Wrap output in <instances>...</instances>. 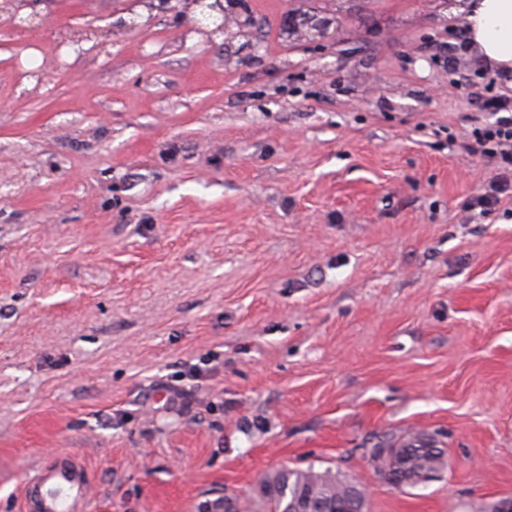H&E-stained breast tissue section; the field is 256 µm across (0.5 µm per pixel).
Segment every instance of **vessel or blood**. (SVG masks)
I'll use <instances>...</instances> for the list:
<instances>
[{"label":"vessel or blood","instance_id":"1","mask_svg":"<svg viewBox=\"0 0 512 512\" xmlns=\"http://www.w3.org/2000/svg\"><path fill=\"white\" fill-rule=\"evenodd\" d=\"M39 493L38 512H85L91 484L81 462L48 458L31 480Z\"/></svg>","mask_w":512,"mask_h":512}]
</instances>
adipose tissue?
<instances>
[{
  "instance_id": "obj_1",
  "label": "adipose tissue",
  "mask_w": 512,
  "mask_h": 512,
  "mask_svg": "<svg viewBox=\"0 0 512 512\" xmlns=\"http://www.w3.org/2000/svg\"><path fill=\"white\" fill-rule=\"evenodd\" d=\"M461 11L479 63L512 72V0H465Z\"/></svg>"
}]
</instances>
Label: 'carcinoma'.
Wrapping results in <instances>:
<instances>
[{
	"mask_svg": "<svg viewBox=\"0 0 512 512\" xmlns=\"http://www.w3.org/2000/svg\"><path fill=\"white\" fill-rule=\"evenodd\" d=\"M237 7L244 15L243 25L253 24V16L247 0H224V11L214 13L210 3L201 0L198 24L214 27L219 31L233 20L231 7ZM370 463L376 474L386 479L390 475L407 474L408 487H418L432 481L446 466L445 449L434 445L425 436H415L386 448L377 446L368 451ZM307 497L313 501L334 506L333 512H367L369 495L366 488L340 473L314 466L305 469L280 467L266 473L259 487L261 512H293L294 503ZM198 512H241L239 494L224 490V495L202 502Z\"/></svg>",
	"mask_w": 512,
	"mask_h": 512,
	"instance_id": "obj_1",
	"label": "carcinoma"
}]
</instances>
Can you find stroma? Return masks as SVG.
Returning a JSON list of instances; mask_svg holds the SVG:
<instances>
[{
	"label": "stroma",
	"mask_w": 512,
	"mask_h": 512,
	"mask_svg": "<svg viewBox=\"0 0 512 512\" xmlns=\"http://www.w3.org/2000/svg\"><path fill=\"white\" fill-rule=\"evenodd\" d=\"M249 4L223 37L186 0H0V512L55 455L87 512L253 500L280 466L370 512L512 497V200L466 207L474 93L512 79L463 0ZM415 434L447 469L384 483L369 448Z\"/></svg>",
	"instance_id": "stroma-1"
}]
</instances>
